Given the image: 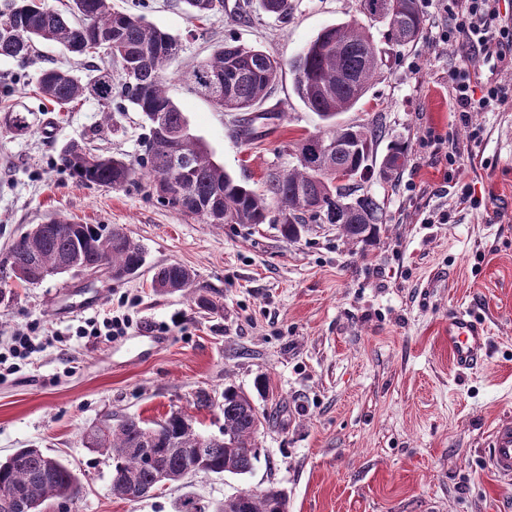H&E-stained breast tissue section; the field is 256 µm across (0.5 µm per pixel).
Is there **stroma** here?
<instances>
[{
  "instance_id": "35a3bbf8",
  "label": "stroma",
  "mask_w": 512,
  "mask_h": 512,
  "mask_svg": "<svg viewBox=\"0 0 512 512\" xmlns=\"http://www.w3.org/2000/svg\"><path fill=\"white\" fill-rule=\"evenodd\" d=\"M291 5L284 20L254 8L202 23L182 0H145L141 13L180 40L167 88L193 134L259 193L268 174L295 166L297 142L322 127L297 96L289 62L329 25L354 24L372 37L384 66L339 121L382 115L388 135L374 164L391 141L407 153L394 181L362 185L384 218L366 245L332 224L308 225L295 240L271 222L207 224L165 207L143 180L118 189L76 182L59 162L65 144L84 140L132 162L149 127L132 110L104 122L92 98L55 111L36 89L38 75L62 67L83 77L97 66L119 82L120 66L107 56L84 64L54 43L26 63L0 58V82L14 89L9 103L31 122L23 136L0 124V255L31 225L59 217L119 226L146 252V269L130 279L70 273L0 292V346L39 323L63 335L0 378V458L35 447L69 460L82 483L70 512H174L187 491L211 501L271 484L286 493L288 512H512V481L487 460L493 427L512 420V71L496 74L506 91L499 107L462 114L448 72L464 57L438 39L436 0H420L424 36L406 47L387 41L385 24L360 0ZM226 41L284 66L261 105L283 119L256 142L237 139L232 113L187 80ZM465 190L472 204H460ZM171 262L223 293V314L155 292L150 267ZM122 299L135 321L126 335L72 337L80 321ZM458 308L488 328L483 363L463 373L448 352V314ZM261 377L269 394L255 388ZM228 384L266 416L250 473H199L134 502L113 496L112 460L86 447V433L109 416L150 423L180 410L218 433L221 410L196 411L194 394L218 397Z\"/></svg>"
}]
</instances>
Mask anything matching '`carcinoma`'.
<instances>
[{"label": "carcinoma", "instance_id": "obj_1", "mask_svg": "<svg viewBox=\"0 0 512 512\" xmlns=\"http://www.w3.org/2000/svg\"><path fill=\"white\" fill-rule=\"evenodd\" d=\"M190 18L201 22L227 9L226 0H184ZM72 18L65 17L46 0H9L0 11V58L31 60L36 44L58 43L71 53L94 60L100 38L112 41L119 60L135 72L133 81L120 85L112 74L95 68V75L80 78L58 68L42 70L37 89L50 104L63 108L85 98L104 107L118 99L143 114L149 127L144 152L137 164L98 153L71 141L60 154L61 166L85 186L120 188L140 176L151 193L178 213L207 224H264L270 206L276 205L274 223L282 225L288 239L300 235L308 224H334L342 237L364 242L375 236L382 212L376 196L358 192V179L368 169L370 153L386 137L377 120L341 126L336 117L353 108L366 95L382 64L373 39L345 23L325 27L290 63L294 90L303 103L325 122L316 136L348 146L335 152L320 172L300 164L267 179V195L247 188L214 162L201 139L187 131L188 120L168 96L165 67L180 50L177 38L146 23L131 11L112 9L111 0H72ZM361 7L388 26V40L397 46L413 44L423 36L424 18L417 0H361ZM281 64L266 51L222 43L189 76L192 90L226 112L240 115L233 133L245 141L268 135L280 112L265 113L266 122L248 118L271 92ZM4 123L18 134L30 128L21 110H11ZM179 137V163L183 170L182 193L165 192L171 159L165 143ZM405 147L393 144L384 165L397 173L403 166ZM351 179L336 184V172ZM123 279L139 274L145 264L140 244L123 229L106 224H79L64 220L34 224L0 259V287L10 282L37 284L36 270L86 274L99 264ZM151 288L158 293L181 292L199 309L217 313L221 296L196 282L193 270L178 263L154 268ZM222 436H208L195 428L193 417L171 413L147 424L134 417L117 422L108 418L104 428L86 436L89 448L102 449L112 458V495L132 500L134 491L184 479L186 461L199 457L203 472L242 475L257 460L255 444L260 420L252 399L244 391L227 386L222 393ZM150 449L155 461L145 459ZM78 477L68 463L40 448H18L0 461V512H41L50 501L74 500L80 495ZM236 512H282L286 499L271 485L260 492L242 491L232 496ZM176 512H225V502L208 509L187 495Z\"/></svg>", "mask_w": 512, "mask_h": 512}]
</instances>
